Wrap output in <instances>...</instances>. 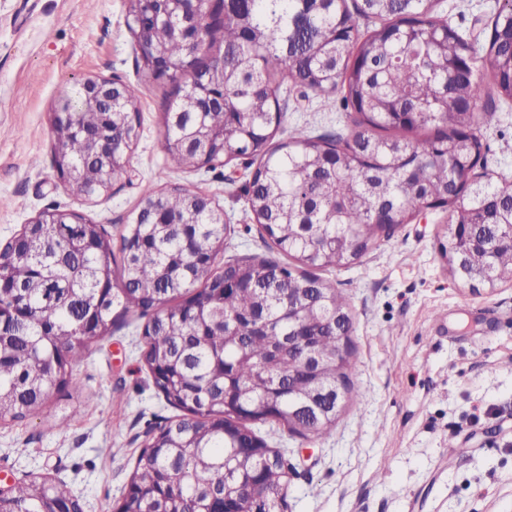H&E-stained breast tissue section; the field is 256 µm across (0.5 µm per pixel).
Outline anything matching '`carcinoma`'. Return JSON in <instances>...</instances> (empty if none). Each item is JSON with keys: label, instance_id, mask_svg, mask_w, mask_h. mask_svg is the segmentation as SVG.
Here are the masks:
<instances>
[{"label": "carcinoma", "instance_id": "obj_1", "mask_svg": "<svg viewBox=\"0 0 512 512\" xmlns=\"http://www.w3.org/2000/svg\"><path fill=\"white\" fill-rule=\"evenodd\" d=\"M168 0L130 3L129 26L171 62L190 54L157 23ZM379 21L360 32L357 19ZM185 89L223 84L224 104L176 100L163 113L166 155L177 168L244 163L253 220L285 260L218 262L227 225L209 195L147 184L121 235V258L84 218L27 224L0 247V422L39 412L112 324L146 319L140 360L182 415L140 451L120 512H286L290 482L279 451L253 429L272 419L299 437L325 438L336 406L353 401L355 365L340 336L349 304L315 273L360 260L383 225L411 223L424 207L448 211L443 235L452 276L484 288L512 282V182L486 169L483 129L495 97L512 100V0L484 37L460 33L433 0H224L206 28ZM490 61V80L478 78ZM355 113L334 138L274 137L280 83ZM126 111L69 98L74 126H52L54 158L96 190L104 174L96 140L116 144L121 169L139 136L133 88ZM61 479L29 473L0 496V512H83Z\"/></svg>", "mask_w": 512, "mask_h": 512}]
</instances>
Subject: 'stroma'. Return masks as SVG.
Instances as JSON below:
<instances>
[{"mask_svg":"<svg viewBox=\"0 0 512 512\" xmlns=\"http://www.w3.org/2000/svg\"><path fill=\"white\" fill-rule=\"evenodd\" d=\"M500 3L438 0L436 9L469 32ZM127 14L128 0H0V243L57 206L103 225L120 245L139 184L149 181L219 204L231 228L224 259L277 258L252 219L241 162L199 171L167 164L162 114L177 86L144 77ZM92 76L137 88L141 139L129 175L84 199L56 178L51 121ZM279 100L276 142L301 127L351 128L348 112L301 97L289 82ZM484 141L489 169L512 179V101L500 104ZM447 220V211H427L359 263L324 271L350 305L356 401L325 441L256 424L292 470L288 512H512V284L473 289L454 280L439 252ZM142 328L133 315L114 325L65 392L24 421L0 424V485L45 472L71 484L85 512H113L151 430L178 415L140 362ZM89 393L98 406L80 412ZM65 410L74 420L61 431L52 420Z\"/></svg>","mask_w":512,"mask_h":512,"instance_id":"stroma-1","label":"stroma"}]
</instances>
